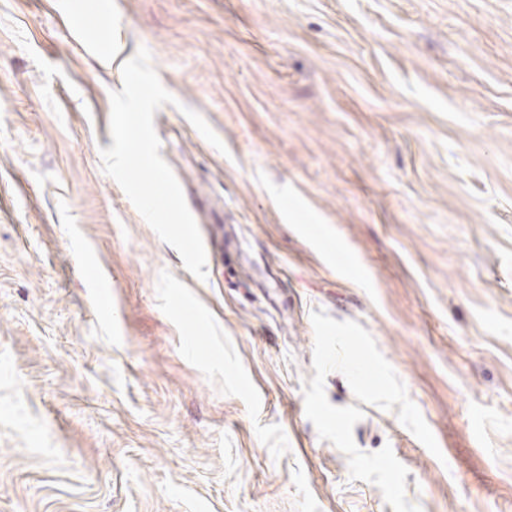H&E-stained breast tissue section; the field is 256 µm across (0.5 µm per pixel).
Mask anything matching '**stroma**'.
I'll list each match as a JSON object with an SVG mask.
<instances>
[{"label": "stroma", "instance_id": "stroma-1", "mask_svg": "<svg viewBox=\"0 0 512 512\" xmlns=\"http://www.w3.org/2000/svg\"><path fill=\"white\" fill-rule=\"evenodd\" d=\"M142 46L203 280L102 170ZM320 310L441 453L357 447L512 512V0H0V512H393L305 414Z\"/></svg>", "mask_w": 512, "mask_h": 512}]
</instances>
